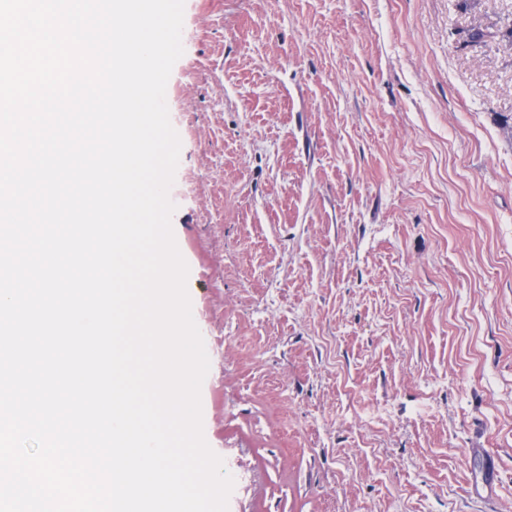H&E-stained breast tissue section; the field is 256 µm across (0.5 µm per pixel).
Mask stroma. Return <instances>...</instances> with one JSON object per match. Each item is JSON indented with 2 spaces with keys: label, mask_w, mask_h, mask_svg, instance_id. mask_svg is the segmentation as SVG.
<instances>
[{
  "label": "stroma",
  "mask_w": 512,
  "mask_h": 512,
  "mask_svg": "<svg viewBox=\"0 0 512 512\" xmlns=\"http://www.w3.org/2000/svg\"><path fill=\"white\" fill-rule=\"evenodd\" d=\"M511 24L185 0L169 196L228 512H512Z\"/></svg>",
  "instance_id": "1"
}]
</instances>
